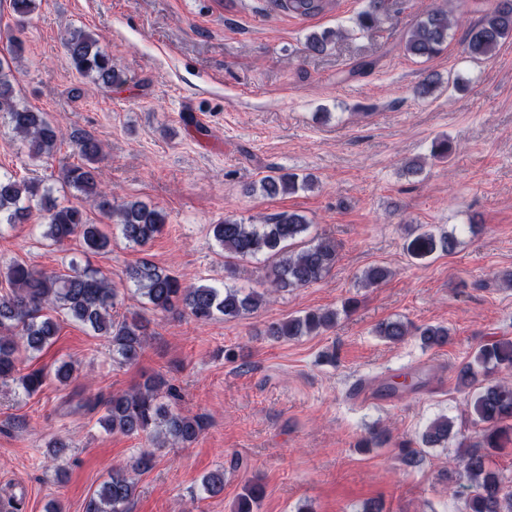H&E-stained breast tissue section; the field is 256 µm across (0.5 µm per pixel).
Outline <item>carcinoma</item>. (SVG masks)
I'll use <instances>...</instances> for the list:
<instances>
[{
    "mask_svg": "<svg viewBox=\"0 0 512 512\" xmlns=\"http://www.w3.org/2000/svg\"><path fill=\"white\" fill-rule=\"evenodd\" d=\"M388 0H367L366 8L358 15L363 30L376 27L387 14ZM275 8L300 15H313L320 9L319 0H271ZM453 21L448 10L436 6L420 18L405 34L403 49L406 55L431 59L448 42V31ZM335 37V32H313L305 39V49L322 54ZM512 40V0H489V7L471 23L462 39L463 50L474 63L493 57L499 47ZM66 51L76 71L92 77L110 88L125 83L121 72L112 65V59L99 46L96 35L81 29L71 32ZM12 69L9 61L0 59V112L7 114L16 134L24 142L28 158L42 161L51 157L59 142V129L42 112L19 105L14 99ZM82 163L66 167L62 172V186L74 190L115 221L122 238L132 246L144 247L163 230L167 216L156 206L135 200L119 203L100 187L96 164L103 153L102 144L94 137L75 139ZM313 180L305 176L280 173L276 170L261 182L268 196L287 194L309 188ZM53 189H40L39 183L18 179L11 173H0V227L22 224L32 210L44 213L47 220L44 236L55 244L78 237L94 253L107 252L112 247V236L100 225L92 223L86 211L74 205H61L52 198ZM310 223L306 217L292 212L279 213L263 224H246L226 219L212 225V234L224 250V267L234 272L236 260L264 256L272 260L266 273L269 288L259 292H245L235 287L219 288L209 284H185L148 259H140L126 271L127 280L146 299L148 308L160 313L187 312L198 321H209L218 315L236 319L249 314L268 300L271 292L307 287L328 273L336 264V245L327 238H315L303 247L293 250L291 245L302 240ZM457 238L448 233L437 235L421 227L406 239L404 249L418 260L435 253L450 254ZM10 291L0 294V384L11 383L26 396H32L43 387L47 377L54 375L60 381L68 380L73 372L70 363L63 361L54 371L39 368L26 374L19 373L22 358L42 352L53 344L58 326L53 313L63 312L73 320L110 339L112 358L121 364H134L140 358L148 336L149 320L140 313L121 320L112 319L116 290L97 270L79 269L71 265L69 274H47L19 260L5 266ZM389 275L387 268L374 266L363 274V283L371 287L383 282ZM337 312L310 310L267 327V335L276 339L316 336L336 324ZM377 333L390 342H399L410 334L402 321H384ZM422 344L427 348L448 343V328L427 325L419 329ZM512 371V342L498 341L480 347L473 360L457 373L458 386L467 388L488 365ZM165 382L149 377L130 392L118 393L106 399H86L83 407L94 410L105 408L101 418L109 431L125 435L145 434L157 440V446L189 445L202 434L205 424L162 402ZM475 423L481 426V444H460L458 463L464 479V509L462 512H512V491L505 490L504 476L492 469L488 451L503 447L512 441V384L498 382L487 385L472 404ZM453 421L446 416L433 420L422 434V443L428 447L448 441ZM204 491L210 496L224 492V471L217 470L205 476ZM137 482L127 472L115 470L90 497L85 512H129ZM264 497V488L248 483L238 495L235 512H256Z\"/></svg>",
    "mask_w": 512,
    "mask_h": 512,
    "instance_id": "obj_1",
    "label": "carcinoma"
}]
</instances>
